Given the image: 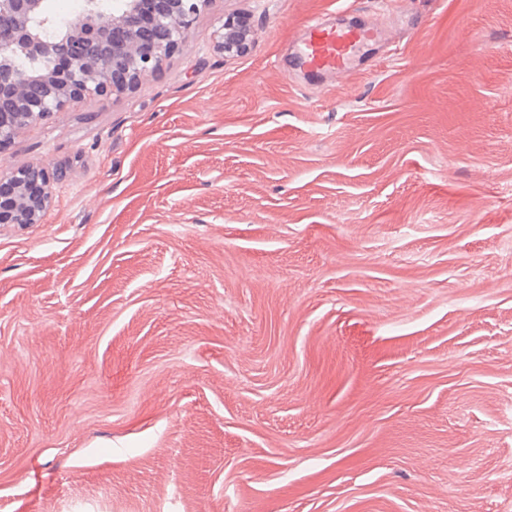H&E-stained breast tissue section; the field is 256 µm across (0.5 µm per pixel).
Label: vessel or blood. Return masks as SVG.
Masks as SVG:
<instances>
[{"instance_id": "1", "label": "vessel or blood", "mask_w": 512, "mask_h": 512, "mask_svg": "<svg viewBox=\"0 0 512 512\" xmlns=\"http://www.w3.org/2000/svg\"><path fill=\"white\" fill-rule=\"evenodd\" d=\"M372 25L346 28L319 19L308 20L306 32L294 50L300 67L314 75H341L350 70L356 47L377 35Z\"/></svg>"}]
</instances>
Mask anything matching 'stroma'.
Masks as SVG:
<instances>
[{
  "label": "stroma",
  "instance_id": "1",
  "mask_svg": "<svg viewBox=\"0 0 512 512\" xmlns=\"http://www.w3.org/2000/svg\"><path fill=\"white\" fill-rule=\"evenodd\" d=\"M312 18L382 37L316 79ZM27 163L0 512H512V0H211ZM253 38L252 31L225 19L216 34V46L225 56H238L249 50ZM39 164L16 168L5 182L10 195L0 203V224H40L52 200V184L61 179Z\"/></svg>",
  "mask_w": 512,
  "mask_h": 512
}]
</instances>
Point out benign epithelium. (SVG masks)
I'll list each match as a JSON object with an SVG mask.
<instances>
[{
    "label": "benign epithelium",
    "mask_w": 512,
    "mask_h": 512,
    "mask_svg": "<svg viewBox=\"0 0 512 512\" xmlns=\"http://www.w3.org/2000/svg\"><path fill=\"white\" fill-rule=\"evenodd\" d=\"M210 0H81L56 20L46 0H0V148L75 99L120 95L155 74ZM253 32L227 19L216 34L226 56L246 53ZM61 174L16 168L0 224H40Z\"/></svg>",
    "instance_id": "1"
}]
</instances>
